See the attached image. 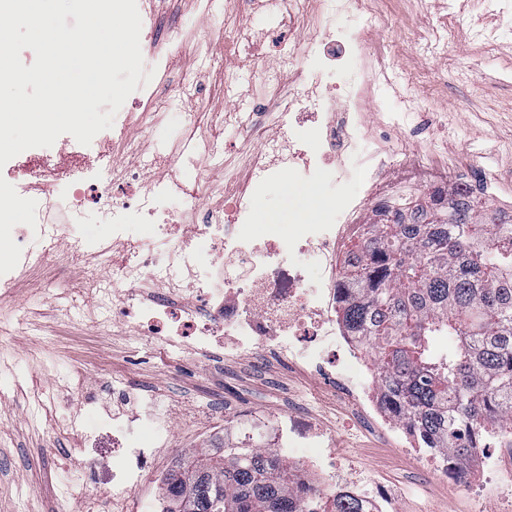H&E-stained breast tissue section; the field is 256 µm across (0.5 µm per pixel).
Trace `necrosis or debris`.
<instances>
[{
  "label": "necrosis or debris",
  "instance_id": "1",
  "mask_svg": "<svg viewBox=\"0 0 512 512\" xmlns=\"http://www.w3.org/2000/svg\"><path fill=\"white\" fill-rule=\"evenodd\" d=\"M311 2L271 0L279 18L272 38L290 44L275 66L253 53L248 27L223 35L226 45L247 52L260 91L249 117L231 106L197 115V123L237 127L258 143L257 151L232 173L238 191L222 205H210V181L182 165L180 150H172L163 160L178 168L191 188L156 225L154 235L141 239L131 230L156 215L169 195L166 185L137 193L138 173L118 163L109 178L88 181L85 156L74 140L65 160L36 152L1 166L5 181L38 189L41 197L15 199L32 211L26 237L35 246L12 274L0 277V295L10 296L17 279L57 267L59 250H66L73 261L90 265L69 279L74 301L111 295L113 312L133 318L139 335L173 347L202 353L220 342L231 360L272 352L295 371L322 372L333 396L364 417L382 446L404 450L414 459L421 453L418 439L386 402L365 337L354 335L345 321L344 262L369 225L396 222L389 184L399 168L415 159L411 146L389 149L370 141L365 131L374 91L391 84L395 58L371 25L352 23L355 15L372 12L374 0H322L318 25L323 37L318 46H303ZM340 56L356 62V80H337ZM202 63L207 81L179 84L178 97L193 101L231 92L223 58L206 56ZM328 87L337 91V99L322 97ZM287 176L324 185L329 206L323 221L300 225L285 241L256 237L253 216L259 192ZM420 183L432 203L443 206L459 188L480 209L491 194L490 182L461 183L456 170L447 166L431 168ZM91 204L111 217V239L83 237L79 219ZM186 281L193 286V298L174 302L172 290ZM158 284L166 294L149 293V286ZM225 425L237 446L259 436L288 461L294 472L288 497L298 512H327L340 488L364 512H400V482L367 470L342 471L345 443L306 411L274 422L260 413L235 416ZM169 433L168 420L157 418L149 433L156 445L149 448L147 433L127 422L109 464L118 512H137L136 486ZM431 457L433 474L465 492L471 512H512V462L491 452L487 441L475 440L465 464L447 450Z\"/></svg>",
  "mask_w": 512,
  "mask_h": 512
}]
</instances>
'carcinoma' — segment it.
I'll return each mask as SVG.
<instances>
[{
	"instance_id": "obj_1",
	"label": "carcinoma",
	"mask_w": 512,
	"mask_h": 512,
	"mask_svg": "<svg viewBox=\"0 0 512 512\" xmlns=\"http://www.w3.org/2000/svg\"><path fill=\"white\" fill-rule=\"evenodd\" d=\"M419 224H372L346 278L345 319L368 336L384 395L423 448L467 457L464 434H512V231L457 194ZM442 337L454 339L446 351ZM289 469L269 448H226L171 475L170 512H294ZM332 512H362L341 494Z\"/></svg>"
}]
</instances>
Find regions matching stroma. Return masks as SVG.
Returning <instances> with one entry per match:
<instances>
[{
	"label": "stroma",
	"mask_w": 512,
	"mask_h": 512,
	"mask_svg": "<svg viewBox=\"0 0 512 512\" xmlns=\"http://www.w3.org/2000/svg\"><path fill=\"white\" fill-rule=\"evenodd\" d=\"M379 0L380 33L426 29L448 33L449 59H464L470 73L466 85L441 89L430 78L439 63L417 53L409 42L393 44L405 72L418 81L406 86L397 79L394 88L379 93L383 105L401 112L408 98H430L434 109L425 119L417 141L419 161L452 163L462 174L482 170L485 176L512 177V0H477L470 11L454 15L450 0ZM164 12L179 16L187 33H205L212 53L220 55L222 31L245 25L261 44L267 62L287 53L288 47L269 40L278 25L271 13L242 14L231 0H217L209 18H201L197 0H165ZM485 25L499 27L501 47L492 56L476 50L473 36ZM143 91H135L128 113L129 127L140 131L143 155L139 162L140 185L155 179L173 183L175 170L150 166L154 154L167 144L201 130L189 125L188 112L207 107L220 111L221 98L189 101L172 98L155 123H147ZM224 165L194 156L202 176L212 177L225 196L236 188L224 180L226 167L253 154L256 144L243 132L225 128ZM312 186L289 187L277 181L264 188L255 212L260 237H288L297 226L293 214L304 222L322 219L319 205L309 204ZM65 272L23 280L14 297L0 299V512H78L85 493L101 499L110 495L105 467L90 468L86 460L98 448H110L112 428L102 419L124 424L128 413L148 417L149 402L162 407L178 403L208 415L205 426L171 422V440L152 462V472L139 487L138 500L158 497L176 462L190 461L224 446V419L253 411L277 418L286 416L297 399L344 432L354 417L348 405L332 401L316 375H296L268 357L230 360L223 346L198 354L184 348L165 349L136 335L129 324L114 318L110 304H72L64 289ZM86 374L84 388H77L75 370ZM128 383L133 394L128 405L113 402L112 383ZM348 467L370 468L401 478L408 489L404 512H465L462 494L433 481L429 465L411 460L394 448L378 446L367 437L348 451Z\"/></svg>",
	"instance_id": "1"
}]
</instances>
